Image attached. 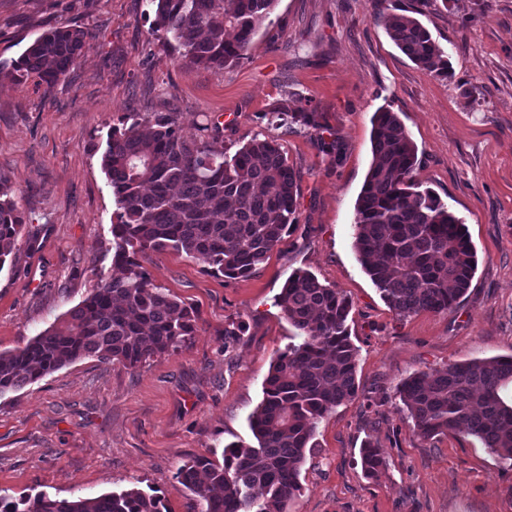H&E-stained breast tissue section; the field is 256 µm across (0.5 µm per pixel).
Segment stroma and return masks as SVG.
Wrapping results in <instances>:
<instances>
[{
  "label": "stroma",
  "instance_id": "35a3bbf8",
  "mask_svg": "<svg viewBox=\"0 0 512 512\" xmlns=\"http://www.w3.org/2000/svg\"><path fill=\"white\" fill-rule=\"evenodd\" d=\"M412 0H277L239 63L183 66L152 32L149 0H0V62L45 30H87L81 57L53 87L0 77V180L40 252L0 269V352L62 320L111 272L117 206L101 167L112 127L130 112L173 113L184 134L220 117L225 148L277 140L301 175L297 222L250 278L209 273L184 255L146 252L152 281L198 309L194 336L132 368L85 357L0 395V495L92 498L137 488L169 512H196L175 478L190 457L254 444L248 418L295 329L276 300L311 271L350 300L359 396L317 425L286 512H512V464L474 436L428 441L396 393L417 371L512 354V0H430L421 22L455 77L404 56L377 15ZM476 90L474 103L459 85ZM318 112L343 144L340 161L311 126L272 112ZM397 112L418 149L413 179L462 218L478 266L445 312L402 319L353 249L354 204L372 161L371 118ZM242 325L234 342L228 324ZM373 436L388 469L366 478L359 448Z\"/></svg>",
  "mask_w": 512,
  "mask_h": 512
}]
</instances>
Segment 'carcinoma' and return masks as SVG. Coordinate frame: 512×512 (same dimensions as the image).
<instances>
[{"instance_id":"cac0c4a2","label":"carcinoma","mask_w":512,"mask_h":512,"mask_svg":"<svg viewBox=\"0 0 512 512\" xmlns=\"http://www.w3.org/2000/svg\"><path fill=\"white\" fill-rule=\"evenodd\" d=\"M153 33L190 66L222 69L243 58L277 0H149ZM383 25L396 47L430 73L453 77L448 53L415 16L393 14ZM88 32L53 27L11 64L22 84L51 88L76 63ZM318 131L321 149L341 159L336 132L299 112ZM224 125L208 120L197 134L182 133L172 114L129 112L108 135L101 166L117 206L112 267L98 275L69 319L23 346L0 353V395L17 391L76 360L95 356L130 367L177 349L194 335L198 310L155 285L138 256L172 250L199 260L207 271L248 278L297 222L300 175L274 140L253 137L224 149ZM417 147L397 113L373 117L372 162L355 204L353 247L382 299L399 317L446 311L467 292L477 256L465 224L429 189L412 179ZM43 224H27L10 191L0 185V270L18 238L40 251ZM298 334L265 379L263 400L250 416L254 445L231 444L223 461L195 455L175 478L201 512H285L300 490L299 475L315 448L317 423L358 398L357 349L347 320L349 300L311 272L297 270L278 298ZM512 381V355L416 372L398 394L423 440L462 430L503 460H512V406L499 389ZM365 475L378 480L386 461L377 443L360 448ZM0 512H166L161 497L131 488L93 498L46 494L10 500Z\"/></svg>"}]
</instances>
